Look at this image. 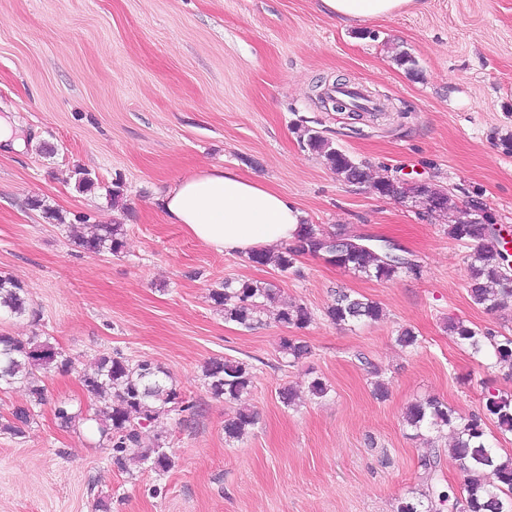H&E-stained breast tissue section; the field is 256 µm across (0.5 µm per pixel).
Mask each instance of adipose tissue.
Segmentation results:
<instances>
[{"label":"adipose tissue","instance_id":"adipose-tissue-1","mask_svg":"<svg viewBox=\"0 0 512 512\" xmlns=\"http://www.w3.org/2000/svg\"><path fill=\"white\" fill-rule=\"evenodd\" d=\"M322 13L350 21L391 17L420 7L421 0H319ZM169 223L227 254H249L294 239L304 219L288 195L238 172L211 167L177 180L159 198Z\"/></svg>","mask_w":512,"mask_h":512}]
</instances>
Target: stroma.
Instances as JSON below:
<instances>
[{
    "label": "stroma",
    "instance_id": "obj_1",
    "mask_svg": "<svg viewBox=\"0 0 512 512\" xmlns=\"http://www.w3.org/2000/svg\"><path fill=\"white\" fill-rule=\"evenodd\" d=\"M401 52L416 73L396 62ZM338 81L384 112L358 121L324 109L316 95ZM0 115L25 142L0 143V275L24 285L29 307L0 311V333L47 338L72 361L43 375L45 402L23 435L0 434V512H396L422 488L429 446L442 491L460 497L453 432L414 437L405 408L436 397L462 421L487 392L512 394L511 374L448 331L453 319L512 334V307L471 301L468 249L447 219L345 184L296 128L316 122L372 178L446 188L459 213L480 198L511 231L512 155L497 139L512 131V0H423L362 24L323 15L317 0H0ZM214 165L288 194L326 231L398 240L418 274L379 281L307 256L284 276L216 252L154 203ZM82 172L91 188H79ZM99 224L123 225L120 253L78 246ZM227 278L272 285L312 323L294 331L271 310L251 330L225 322L210 292ZM340 290L378 302L381 319L332 323L325 311ZM405 328L417 346L398 345ZM291 334L310 347L293 365L279 353ZM116 351L161 365L197 406L144 432L175 458L165 475L119 471L102 445V404L80 377ZM221 357L254 375L257 422L233 442L224 422L236 408L202 379ZM316 377L326 397L284 406L282 387L304 393ZM62 403L80 415L68 428L54 416Z\"/></svg>",
    "mask_w": 512,
    "mask_h": 512
}]
</instances>
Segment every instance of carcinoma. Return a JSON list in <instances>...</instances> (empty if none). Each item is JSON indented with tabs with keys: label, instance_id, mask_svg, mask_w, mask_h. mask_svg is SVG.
Returning a JSON list of instances; mask_svg holds the SVG:
<instances>
[{
	"label": "carcinoma",
	"instance_id": "cac0c4a2",
	"mask_svg": "<svg viewBox=\"0 0 512 512\" xmlns=\"http://www.w3.org/2000/svg\"><path fill=\"white\" fill-rule=\"evenodd\" d=\"M299 141L309 151L324 159L344 182L352 185L369 182L364 162L337 148L331 140L308 126L297 127ZM371 183V182H369ZM371 189L393 199H412L424 209V215L435 217L457 208L453 196L433 183L425 186H404L393 178L371 183ZM450 238L464 244L470 253L468 294L472 302L490 313L501 311L505 299L512 298V255L493 243L494 228L489 216L470 217L448 225ZM357 237L344 232H328L317 224H302L291 242L275 252L259 251L248 256L258 266H272L287 274L296 262L306 256L323 257L333 265L361 277L392 280L402 273L417 274L419 265L401 266L389 260L376 247L358 249L352 245ZM83 250L99 254H117L123 247V225L110 224L98 228L90 237L78 239ZM211 299L224 309V321L252 329L261 323L267 302L274 300L273 289L247 280L226 279L211 290ZM14 314L26 312L25 287L7 276L0 275V308ZM325 316L335 324L372 322L380 319L382 308L375 301L358 297L348 291L336 293L335 302ZM286 327L302 329L313 319L311 311L301 304L283 306L277 314ZM448 331L458 343L480 355L492 350L494 365L512 373V334H494L473 328L461 321L448 323ZM279 352L294 364L308 353V345L294 336L281 339ZM71 361L59 348L37 336L26 340L0 335V382L8 385L24 382L29 386V405L19 407L9 418L0 419V432L20 436L34 417L36 407L44 404V388L39 374L52 370L67 372ZM82 386L102 399L105 408L99 422L101 436L112 450V464L127 469L134 458L142 468L164 475L175 467L174 456L160 438L149 444L141 441V429L161 417L180 415L194 409L173 383L167 371L149 360L132 361L116 352L102 355L93 372L80 376ZM203 384L216 399L237 406L233 417L224 421V438L236 441L256 424V413L247 403L253 385L248 364L232 358L214 359L203 371ZM404 421L415 431H440L450 428L455 440L451 453L462 461L463 496L456 501L461 512H512V456H502L487 439V422L501 433L512 434V395L490 393L485 398L484 411L464 423H456L454 411L437 398L417 400L407 406ZM441 455L436 448L422 454L421 467L430 484L426 489L401 499L397 512H440L448 495L437 490Z\"/></svg>",
	"mask_w": 512,
	"mask_h": 512
}]
</instances>
